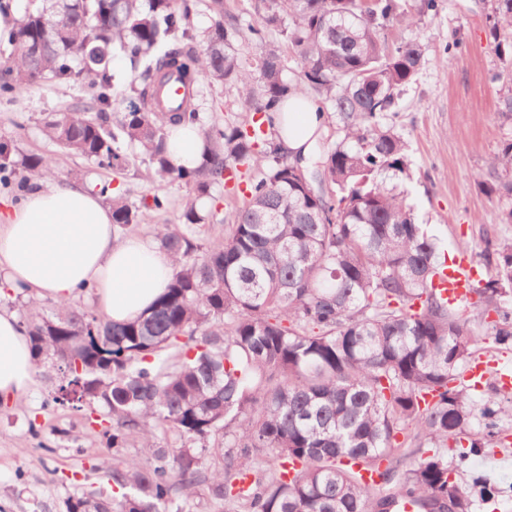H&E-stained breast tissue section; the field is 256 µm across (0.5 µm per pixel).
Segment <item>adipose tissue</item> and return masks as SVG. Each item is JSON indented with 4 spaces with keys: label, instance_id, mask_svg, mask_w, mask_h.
Listing matches in <instances>:
<instances>
[{
    "label": "adipose tissue",
    "instance_id": "obj_1",
    "mask_svg": "<svg viewBox=\"0 0 512 512\" xmlns=\"http://www.w3.org/2000/svg\"><path fill=\"white\" fill-rule=\"evenodd\" d=\"M272 119L281 149L298 159L308 156L324 115L306 96ZM167 149L173 165L191 169L201 163L204 143L188 125L171 129ZM172 272L171 258L149 240L118 238L111 209L82 184L40 178L20 202L0 209V281L37 298L71 301L89 286L108 320L133 321L164 292ZM34 382L27 331L0 312V402L21 399Z\"/></svg>",
    "mask_w": 512,
    "mask_h": 512
}]
</instances>
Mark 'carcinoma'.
<instances>
[{
    "instance_id": "obj_1",
    "label": "carcinoma",
    "mask_w": 512,
    "mask_h": 512,
    "mask_svg": "<svg viewBox=\"0 0 512 512\" xmlns=\"http://www.w3.org/2000/svg\"><path fill=\"white\" fill-rule=\"evenodd\" d=\"M62 0L60 14L27 8L13 22L11 53L0 57V94L49 79L82 78L95 90L88 108H65L43 123L59 149L122 170L127 149L148 158L153 174L174 177L197 197L215 183L240 184L249 197L229 224L186 202L178 224L156 229L159 249L174 258L172 279L150 312L111 323L67 302L47 312L36 303L26 325L34 370L63 374L55 401L86 404L112 460V491L68 500L67 512H187L209 494L245 512H393L410 497L418 512H473L470 491L455 481L448 452L463 447L472 420L484 421L482 446L502 412L497 399L475 408L456 384L477 339L469 320L434 289L448 256L405 195L383 174L405 171V143L381 119L396 112L415 81L420 46L389 47L390 23L415 24L437 11L419 0L414 15L397 0H261L255 64L233 48L239 34L224 0H210L214 23L197 49L188 5L175 0ZM489 35L512 57V0H492ZM285 36L301 78L283 75ZM42 44L38 52L32 51ZM122 52L129 73L110 71ZM175 72L188 87L224 86L252 112L251 121L201 123L191 100L167 112L148 108L156 87ZM130 95L112 123V88ZM314 92L331 101L344 136L311 168L278 144L270 113ZM195 124L208 145L193 169L172 166L170 125ZM0 142V174L20 166L54 175L43 155L12 160ZM512 172V143L489 161ZM119 233L141 209L163 210L159 195L135 207L109 198ZM496 274L472 292V316L496 314L497 343L512 345V245L494 243ZM139 438L144 456H123ZM429 447L424 452L422 448ZM378 474L366 484L361 471ZM479 499L497 489L472 479Z\"/></svg>"
}]
</instances>
